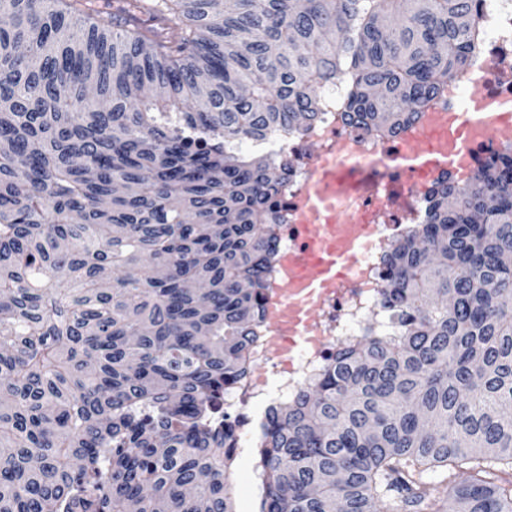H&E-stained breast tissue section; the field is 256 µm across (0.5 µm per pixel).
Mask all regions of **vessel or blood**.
I'll return each instance as SVG.
<instances>
[{
    "mask_svg": "<svg viewBox=\"0 0 512 512\" xmlns=\"http://www.w3.org/2000/svg\"><path fill=\"white\" fill-rule=\"evenodd\" d=\"M490 138L512 139V110L495 97L474 93L464 111L426 112L406 132L397 156L423 175L465 169L472 149ZM358 170L350 153L339 164L323 154L312 162L297 201L294 241L278 256L279 283L268 311L274 353L318 340L319 310L342 299L356 282L382 210L378 200L371 209L361 206Z\"/></svg>",
    "mask_w": 512,
    "mask_h": 512,
    "instance_id": "1",
    "label": "vessel or blood"
}]
</instances>
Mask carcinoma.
Wrapping results in <instances>:
<instances>
[{"mask_svg": "<svg viewBox=\"0 0 512 512\" xmlns=\"http://www.w3.org/2000/svg\"><path fill=\"white\" fill-rule=\"evenodd\" d=\"M478 0H0V512H234L288 150L399 137L468 68ZM339 43L326 41L332 30ZM396 334L261 426L259 512H512V144L383 257Z\"/></svg>", "mask_w": 512, "mask_h": 512, "instance_id": "obj_1", "label": "carcinoma"}]
</instances>
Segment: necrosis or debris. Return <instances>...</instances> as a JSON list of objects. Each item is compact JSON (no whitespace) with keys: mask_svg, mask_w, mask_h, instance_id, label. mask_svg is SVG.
Here are the masks:
<instances>
[{"mask_svg":"<svg viewBox=\"0 0 512 512\" xmlns=\"http://www.w3.org/2000/svg\"><path fill=\"white\" fill-rule=\"evenodd\" d=\"M479 11L480 33L474 65L462 74L460 82L462 86L511 102L512 0H479ZM346 94L345 83L326 86L321 92V119L305 135L283 131L263 141L248 142V149L275 152L286 148L298 152L308 139L330 147L349 140L358 158L365 163L362 182L369 191H386L394 186L409 191L416 176L413 171L399 168L394 163L395 141L376 132L356 133L344 125L341 111ZM309 173V162L297 163L295 174L281 189L280 220L275 226L281 246L291 243L288 227L298 220L296 201ZM424 205V198L410 195L405 212L376 227L377 239L365 254L361 278L352 292L329 310L328 321L323 326L325 341L303 354L296 365L281 372L275 392H268L264 384L249 378L232 385L224 395L226 421L243 426L254 419L257 411L268 410L271 405L291 398L333 361L338 343L362 336L370 328L389 332L390 327L378 310V296L383 285L381 260L393 239L408 233L419 223Z\"/></svg>","mask_w":512,"mask_h":512,"instance_id":"obj_1","label":"necrosis or debris"}]
</instances>
